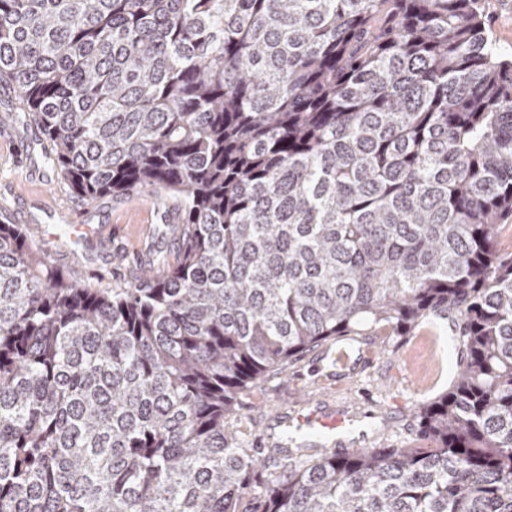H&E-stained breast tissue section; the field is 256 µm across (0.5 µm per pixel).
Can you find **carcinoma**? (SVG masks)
<instances>
[{
  "instance_id": "1",
  "label": "carcinoma",
  "mask_w": 512,
  "mask_h": 512,
  "mask_svg": "<svg viewBox=\"0 0 512 512\" xmlns=\"http://www.w3.org/2000/svg\"><path fill=\"white\" fill-rule=\"evenodd\" d=\"M83 202H177L173 262L91 288L0 223V512H512V55L482 0H0V83ZM425 448L291 440L239 395L448 311Z\"/></svg>"
}]
</instances>
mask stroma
I'll return each instance as SVG.
<instances>
[{
	"label": "stroma",
	"mask_w": 512,
	"mask_h": 512,
	"mask_svg": "<svg viewBox=\"0 0 512 512\" xmlns=\"http://www.w3.org/2000/svg\"><path fill=\"white\" fill-rule=\"evenodd\" d=\"M31 113L0 85V221L28 229L58 268L80 266L94 287L136 284L145 265L173 254L174 209L138 189L85 205L40 163ZM455 314L429 317L409 335L364 332L304 353L287 371L244 391L232 425L247 447L274 442L279 425L314 409L341 414L348 448L417 444V406L450 387Z\"/></svg>",
	"instance_id": "obj_1"
}]
</instances>
